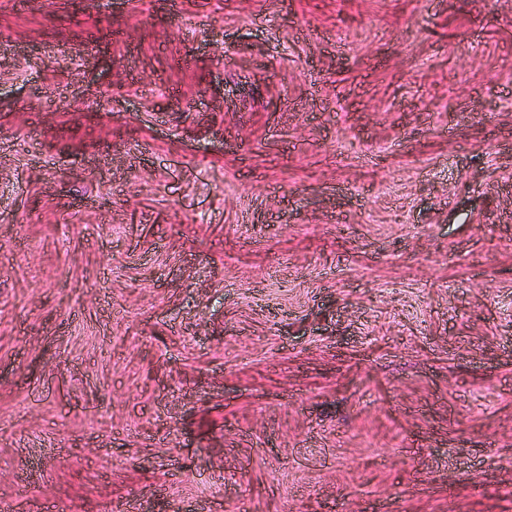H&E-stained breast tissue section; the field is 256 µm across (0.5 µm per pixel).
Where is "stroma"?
<instances>
[{"label":"stroma","instance_id":"35a3bbf8","mask_svg":"<svg viewBox=\"0 0 512 512\" xmlns=\"http://www.w3.org/2000/svg\"><path fill=\"white\" fill-rule=\"evenodd\" d=\"M512 512V0H0V499Z\"/></svg>","mask_w":512,"mask_h":512}]
</instances>
